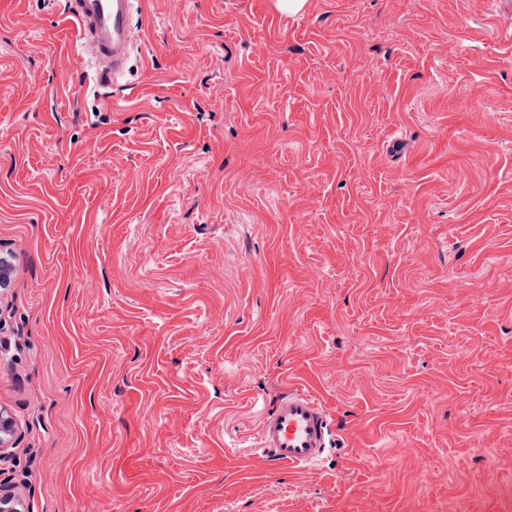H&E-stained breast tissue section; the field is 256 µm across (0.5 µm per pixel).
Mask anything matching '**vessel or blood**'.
<instances>
[{"label": "vessel or blood", "mask_w": 512, "mask_h": 512, "mask_svg": "<svg viewBox=\"0 0 512 512\" xmlns=\"http://www.w3.org/2000/svg\"><path fill=\"white\" fill-rule=\"evenodd\" d=\"M140 0H67V17L78 24V41L95 58L88 79L94 87L114 83L126 68L132 16ZM265 465L300 467L319 461L334 443L321 403L301 388H289L262 418L257 430Z\"/></svg>", "instance_id": "b4317fda"}]
</instances>
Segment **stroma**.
I'll return each mask as SVG.
<instances>
[{
    "mask_svg": "<svg viewBox=\"0 0 512 512\" xmlns=\"http://www.w3.org/2000/svg\"><path fill=\"white\" fill-rule=\"evenodd\" d=\"M0 0V484L26 512H512V0H143L92 90ZM316 466L254 436L288 387ZM321 403L302 388H288L262 418L258 448L265 465L300 467L319 461L335 439Z\"/></svg>",
    "mask_w": 512,
    "mask_h": 512,
    "instance_id": "stroma-1",
    "label": "stroma"
}]
</instances>
